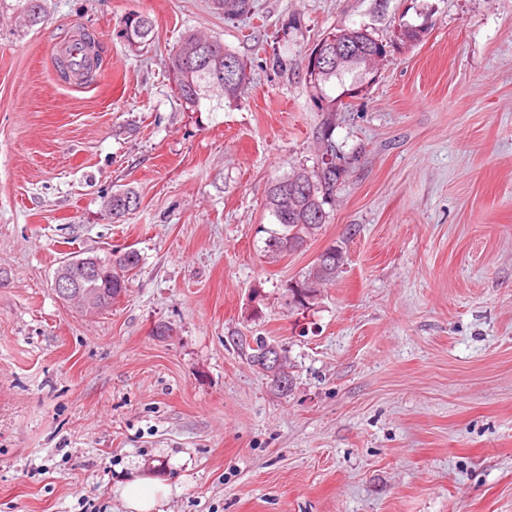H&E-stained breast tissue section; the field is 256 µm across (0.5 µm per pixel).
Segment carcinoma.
Here are the masks:
<instances>
[{"instance_id": "obj_1", "label": "carcinoma", "mask_w": 512, "mask_h": 512, "mask_svg": "<svg viewBox=\"0 0 512 512\" xmlns=\"http://www.w3.org/2000/svg\"><path fill=\"white\" fill-rule=\"evenodd\" d=\"M224 8V19L235 21L249 14V0H218ZM25 20L31 24L41 21L43 0H24L22 6ZM154 32L153 20L145 15H132L127 18L122 35L128 45L139 50L150 44V35ZM324 51L328 53V62L323 70H307L309 84L313 88L318 102H326L330 111L325 127L321 133L320 149L331 153V167L318 166L312 170L299 168L271 182L267 190V206L274 216L278 228L269 231L265 240L264 251L272 258H278L303 250L315 238L327 223L329 212L326 207L333 205L336 189L346 173V167L336 162L338 155L332 139L335 121L333 112L339 98H331L325 87L332 81L344 83L345 78L352 77V87L357 88L366 81L362 66L336 64V52L352 51L357 55L370 52L384 45L364 28H343L328 34L322 39ZM236 64L242 77L240 82L224 84V59ZM247 63L239 58L224 42L216 37L205 36L196 32L186 33L177 46L170 52L167 71L172 79L180 99L192 109H197L201 101L210 97L211 88L220 90V97L228 101L238 100L249 84L246 73ZM139 205V196L131 189L118 190L106 201V209L112 218H121ZM87 260L99 264L104 270L112 272V294L105 307L112 306V300L126 292L129 279L138 267L139 258L135 251H128L110 259L97 255ZM343 266V251L330 263L314 261L311 267L296 280L300 293H312L305 300H296L294 289H288V305L294 309H308L314 305L321 293V288L335 281Z\"/></svg>"}]
</instances>
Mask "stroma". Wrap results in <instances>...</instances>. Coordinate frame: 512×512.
<instances>
[{"mask_svg":"<svg viewBox=\"0 0 512 512\" xmlns=\"http://www.w3.org/2000/svg\"><path fill=\"white\" fill-rule=\"evenodd\" d=\"M252 3L229 22L215 0H45L27 27L0 0V512H127L136 476L159 512H512V0ZM347 27L387 54L336 110L327 224L272 260L266 190L320 160L307 60ZM78 30L102 66L74 89L51 49ZM189 31L246 62L240 100H180ZM332 245L342 273L290 309ZM129 249L110 308L57 295L62 261ZM260 337L288 394L249 361ZM153 32V20L149 16L136 14L127 18L122 35L132 49L140 50L150 44ZM139 201V196L134 190H118L106 201V209L112 218H121L135 210ZM162 492L163 488L148 478L134 479L124 486L122 497L129 512H153Z\"/></svg>","mask_w":512,"mask_h":512,"instance_id":"1","label":"stroma"}]
</instances>
